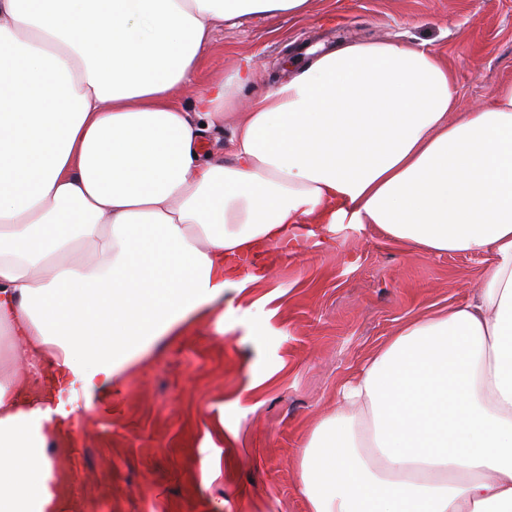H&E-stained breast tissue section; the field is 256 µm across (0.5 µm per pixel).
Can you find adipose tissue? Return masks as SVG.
<instances>
[{
	"label": "adipose tissue",
	"instance_id": "1",
	"mask_svg": "<svg viewBox=\"0 0 512 512\" xmlns=\"http://www.w3.org/2000/svg\"><path fill=\"white\" fill-rule=\"evenodd\" d=\"M308 4L0 0V512H62L55 392L111 405L257 281L227 257L370 227L487 272L339 385L300 444L307 512H512V80L459 113L429 47L315 49L251 98L233 163L203 159L254 74L178 105L213 32Z\"/></svg>",
	"mask_w": 512,
	"mask_h": 512
}]
</instances>
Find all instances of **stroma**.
Segmentation results:
<instances>
[{"label": "stroma", "instance_id": "stroma-1", "mask_svg": "<svg viewBox=\"0 0 512 512\" xmlns=\"http://www.w3.org/2000/svg\"><path fill=\"white\" fill-rule=\"evenodd\" d=\"M426 45L448 61L457 109L512 79V0H310L298 19L242 20L214 33L196 86L245 58L266 88L319 43ZM487 263L407 251L376 229L338 232L279 258L267 280L224 292L223 319L159 347L119 377L111 406L79 403L62 460L81 512H306L298 450L336 407V386L408 319L460 301Z\"/></svg>", "mask_w": 512, "mask_h": 512}]
</instances>
